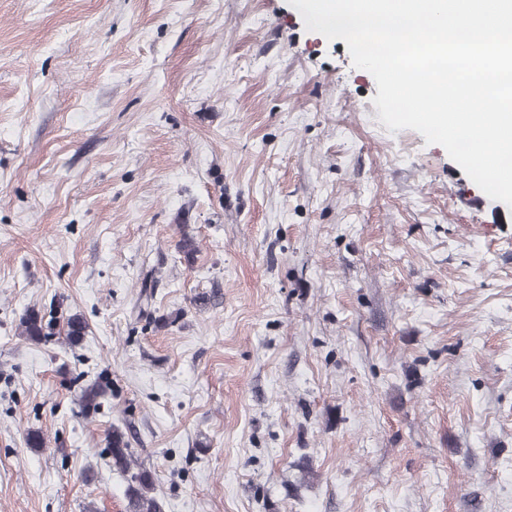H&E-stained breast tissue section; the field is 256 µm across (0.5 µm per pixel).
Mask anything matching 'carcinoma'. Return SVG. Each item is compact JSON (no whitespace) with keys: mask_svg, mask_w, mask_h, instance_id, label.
Masks as SVG:
<instances>
[{"mask_svg":"<svg viewBox=\"0 0 512 512\" xmlns=\"http://www.w3.org/2000/svg\"><path fill=\"white\" fill-rule=\"evenodd\" d=\"M21 334L33 342H40L51 334L53 321L44 320V316L38 310L27 312L21 319ZM88 324L79 315L73 314L66 318L65 336L70 344H78L86 335ZM107 394V386L102 383L87 385L81 396L83 411L95 412L98 410L100 399ZM107 455L112 461V470L124 474H130L131 484L128 485L126 498L128 501L127 512H162V505L152 495L154 489V475L147 469H139L130 473L132 469V451L125 433L113 429L107 440Z\"/></svg>","mask_w":512,"mask_h":512,"instance_id":"obj_1","label":"carcinoma"}]
</instances>
